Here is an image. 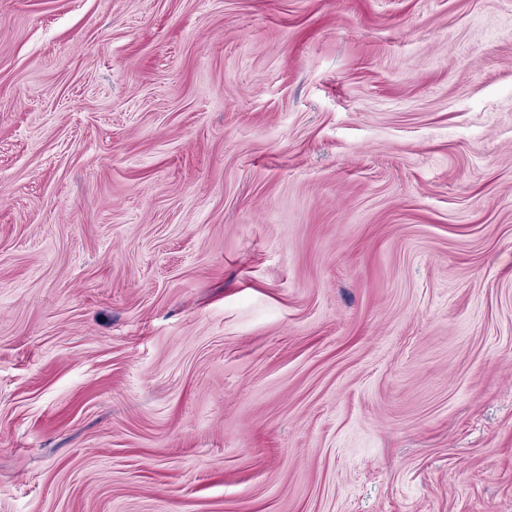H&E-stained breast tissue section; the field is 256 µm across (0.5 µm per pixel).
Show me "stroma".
Instances as JSON below:
<instances>
[{
    "label": "stroma",
    "instance_id": "stroma-1",
    "mask_svg": "<svg viewBox=\"0 0 512 512\" xmlns=\"http://www.w3.org/2000/svg\"><path fill=\"white\" fill-rule=\"evenodd\" d=\"M0 512H512V0H0Z\"/></svg>",
    "mask_w": 512,
    "mask_h": 512
}]
</instances>
